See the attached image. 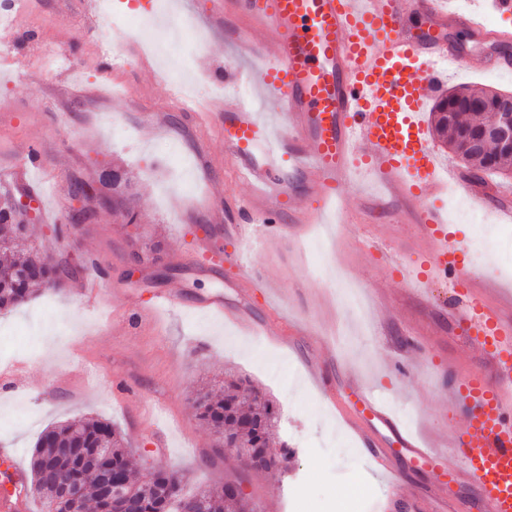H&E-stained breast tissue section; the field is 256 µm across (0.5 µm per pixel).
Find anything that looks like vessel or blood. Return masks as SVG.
<instances>
[{
  "label": "vessel or blood",
  "instance_id": "obj_1",
  "mask_svg": "<svg viewBox=\"0 0 512 512\" xmlns=\"http://www.w3.org/2000/svg\"><path fill=\"white\" fill-rule=\"evenodd\" d=\"M228 12L242 26L236 48L256 61L246 81L272 98L281 126L273 128L254 106L235 97L208 113L251 189L246 203L215 207V217L235 236L257 223L269 238L287 231L299 236L320 223L331 206L337 223H347L339 188L354 174L378 181L402 212L412 214L415 250L428 263L416 277L412 299L422 300L432 284L452 280L463 304L450 318L484 360L476 370L442 372L448 412L459 425L447 442L431 446L403 425L361 374L350 373L338 384L325 363L310 364V378L388 478V496L377 512H390L393 496L402 490L395 468L399 457L435 464L449 455L458 462L453 481L470 492L474 512H512V321L503 313L512 296L482 287L460 268L462 247L436 200L453 184L466 190L474 208L507 223L512 205L470 190L457 168L442 164L423 120L431 93L442 82L443 64L458 63L464 55L451 31L502 49L512 45V32L488 26L479 14L459 12L454 0H215L211 23L223 24ZM416 13L427 16L429 30L413 28ZM265 29L276 36L270 50L255 39ZM44 169L43 153L32 143L10 174L46 216ZM299 181L307 184L309 200L295 195ZM87 266L80 293L89 299L100 291L112 293L104 264L92 256ZM433 498L443 501L446 512H461L460 501L440 483L413 493L414 512H428Z\"/></svg>",
  "mask_w": 512,
  "mask_h": 512
}]
</instances>
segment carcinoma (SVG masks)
Wrapping results in <instances>:
<instances>
[{
	"label": "carcinoma",
	"instance_id": "carcinoma-1",
	"mask_svg": "<svg viewBox=\"0 0 512 512\" xmlns=\"http://www.w3.org/2000/svg\"><path fill=\"white\" fill-rule=\"evenodd\" d=\"M504 103L498 94L483 88H459L441 97L432 112L433 131L464 163L470 176L480 180L487 174L499 173L512 165V139L500 134ZM113 205L126 223H139V209L130 191L126 173L112 170V199L101 205ZM10 216L0 211V309L19 305L33 293V286L57 290L66 277L59 265L47 264L28 244L29 225L9 224ZM153 263L160 261V245L149 241L128 258ZM199 419L226 448L247 447L251 454L245 469L268 472L278 461L267 455L270 436L278 422V411L266 395L249 387L243 380L229 378L224 390L197 397ZM125 439L111 424L81 417L63 426L41 433L31 460V490L43 500L46 512H64L63 486L70 484L79 491V512H111V505L99 497L100 468L90 456L103 446L108 449L107 467L124 473L127 487L126 512H178L183 499L202 505V512H253L248 499L228 498L224 488L185 490L182 478L175 472L159 471L146 481H136L137 463L124 447ZM54 474H46V465Z\"/></svg>",
	"mask_w": 512,
	"mask_h": 512
}]
</instances>
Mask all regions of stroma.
Segmentation results:
<instances>
[{
    "instance_id": "obj_1",
    "label": "stroma",
    "mask_w": 512,
    "mask_h": 512,
    "mask_svg": "<svg viewBox=\"0 0 512 512\" xmlns=\"http://www.w3.org/2000/svg\"><path fill=\"white\" fill-rule=\"evenodd\" d=\"M179 2L180 15L190 19L191 35L201 43L186 82L210 85L215 76L233 79L254 69V61L235 53L224 32L211 25L212 0ZM150 39L146 32L134 41L121 40L86 0H23L0 29V47L8 52L0 58V169L18 160L29 140H41L59 222L74 226L82 240L80 249L72 250L56 237L55 223L30 220L42 256L69 260L74 274L59 291L0 311V327L13 333L12 339L0 338V446L18 449L17 462L30 474L42 431L91 415L118 426L134 453L151 451L163 467L177 470L188 488L241 482L255 512H289L288 495L305 476L341 503L358 481L382 489L364 448L307 378L305 362L331 361L339 380L349 371L360 373L407 429L437 443L448 432L441 371L477 368L480 352L449 325L447 313L434 316L408 300L415 286L410 270L419 262L415 231L394 223L390 206L360 205L361 194L374 190L368 180L344 184L353 219L336 230L321 224L302 238L266 241L252 229L236 240L212 225L209 202L246 201L249 188L234 172L216 127L173 107L165 61L144 52ZM107 43L119 44L128 59L124 68L113 69L103 50ZM466 47L465 62L450 70L443 91L475 85L512 92V72L481 67L490 44L470 40ZM152 113L166 128L142 137L141 126ZM170 146L184 155V171L171 167L165 154ZM202 153L215 166V179L202 172ZM115 166L132 177L139 224L122 223L97 200L73 198L76 182L99 184L103 171ZM189 206L197 218L186 222L182 214ZM322 232L328 235L329 257L315 273L307 245ZM156 235L171 269L162 283L154 282L149 263L135 269L128 259L132 240ZM203 236L239 254L243 271L271 282L276 295H242L229 285L225 267L198 274L189 261ZM91 255L111 261L112 278L130 290L132 303L90 305L78 296L77 281ZM342 279L364 291L365 316L337 301ZM163 291L182 297L185 308L142 316L141 308ZM217 293L228 311L248 312L264 330L269 356L285 364L282 374L255 356L252 331L200 311ZM287 321L313 330L318 341L303 336L281 345ZM420 328L427 330L426 339L412 342V332ZM79 362L93 372V382L79 376ZM228 371L247 378L278 408L279 437L272 446L287 448L288 463L276 473L243 469L190 407L201 387ZM136 398L159 403V411L134 419ZM156 427L166 432V447H156L151 436Z\"/></svg>"
}]
</instances>
